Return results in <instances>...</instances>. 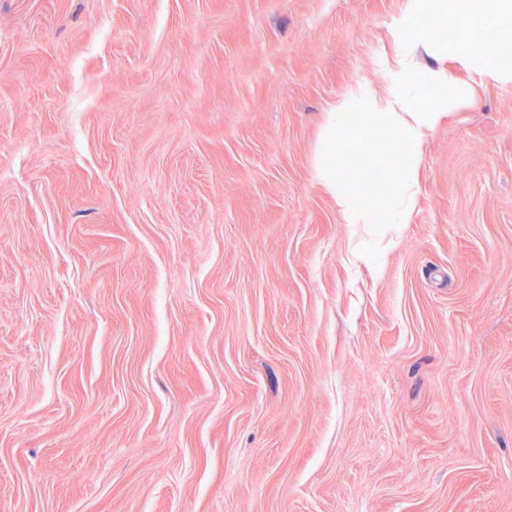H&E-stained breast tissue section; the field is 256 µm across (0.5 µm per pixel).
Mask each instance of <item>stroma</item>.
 Here are the masks:
<instances>
[{
  "instance_id": "stroma-1",
  "label": "stroma",
  "mask_w": 512,
  "mask_h": 512,
  "mask_svg": "<svg viewBox=\"0 0 512 512\" xmlns=\"http://www.w3.org/2000/svg\"><path fill=\"white\" fill-rule=\"evenodd\" d=\"M409 0H0V512H512V76L382 263L324 117Z\"/></svg>"
}]
</instances>
